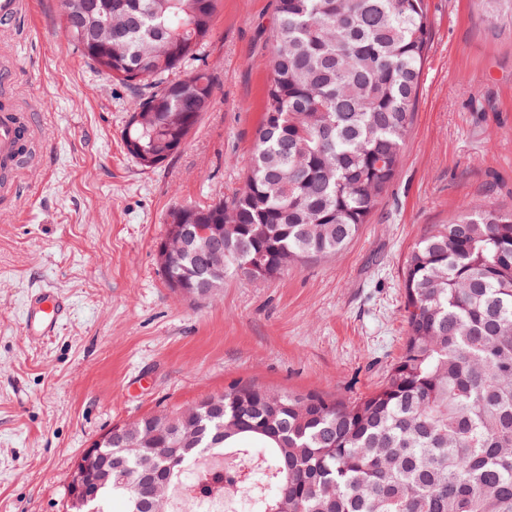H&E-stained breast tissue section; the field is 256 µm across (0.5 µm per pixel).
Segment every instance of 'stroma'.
Listing matches in <instances>:
<instances>
[{
    "instance_id": "stroma-1",
    "label": "stroma",
    "mask_w": 512,
    "mask_h": 512,
    "mask_svg": "<svg viewBox=\"0 0 512 512\" xmlns=\"http://www.w3.org/2000/svg\"><path fill=\"white\" fill-rule=\"evenodd\" d=\"M432 39L398 174L341 251L272 280L229 277L190 299L156 256L172 209L243 185L270 75L276 0H217L202 65L215 100L186 144L146 168L122 133L133 89L63 32L61 0L0 31L14 95L34 107L39 161L0 204V512H67L89 443L236 384L350 402L375 391L406 336L401 267L463 203L512 209V0H426ZM66 319L41 341L33 291ZM66 314L67 304L59 291L40 289L33 292L25 316L27 336L36 340L52 336Z\"/></svg>"
}]
</instances>
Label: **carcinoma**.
<instances>
[{"instance_id":"obj_1","label":"carcinoma","mask_w":512,"mask_h":512,"mask_svg":"<svg viewBox=\"0 0 512 512\" xmlns=\"http://www.w3.org/2000/svg\"><path fill=\"white\" fill-rule=\"evenodd\" d=\"M95 24L62 0L64 33L97 72L149 73L123 139L165 151L180 114L214 101L196 65L217 0H97ZM271 75L243 187L198 207L224 220L221 259L177 242L162 269L196 297L229 275L270 279L343 249L399 170L431 40L424 0H277ZM182 43V60L168 45ZM193 77L186 96L175 74ZM406 339L385 383L340 403L232 386L144 416L100 447L101 512H181L186 486L256 512H512V210L468 203L402 266ZM177 426L178 447L169 429Z\"/></svg>"}]
</instances>
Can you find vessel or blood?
<instances>
[{"mask_svg": "<svg viewBox=\"0 0 512 512\" xmlns=\"http://www.w3.org/2000/svg\"><path fill=\"white\" fill-rule=\"evenodd\" d=\"M28 0H0V30H8L27 13ZM14 67L0 61V198L15 199L19 186L15 173L35 164L39 147L32 114H19L11 100ZM67 314V304L59 291L42 289L33 292L27 306V336L40 340L53 335Z\"/></svg>", "mask_w": 512, "mask_h": 512, "instance_id": "1", "label": "vessel or blood"}]
</instances>
